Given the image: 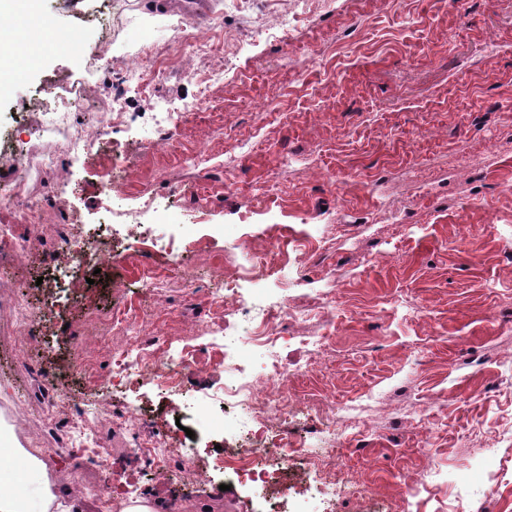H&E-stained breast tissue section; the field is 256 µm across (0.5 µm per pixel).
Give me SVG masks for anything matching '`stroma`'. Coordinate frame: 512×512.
I'll return each mask as SVG.
<instances>
[{
  "mask_svg": "<svg viewBox=\"0 0 512 512\" xmlns=\"http://www.w3.org/2000/svg\"><path fill=\"white\" fill-rule=\"evenodd\" d=\"M45 0L47 17L68 48L46 50L42 66L19 75L0 95V187L19 174L11 147L30 137L19 118L34 95L59 75H81L105 53L94 93L79 106L54 103L58 129L94 127L98 86L125 72L141 47L179 48L190 62L163 75L148 95L127 93L124 127L91 157L59 156L55 168L31 171L45 199L48 226L25 262L0 253V291L29 300L40 320L25 342L0 320V415L14 396L26 414L10 438L56 449L62 489L86 512H103L118 468L135 498L160 512H512V0H335L293 22L286 38L267 29L293 0ZM200 33L236 37L237 68L203 87L200 72L220 57L195 54ZM174 112L181 138L209 152L200 172L174 170L151 180L162 163L151 144L152 114ZM127 154L134 171L102 193L100 176ZM335 175L327 184L322 172ZM156 199L137 227L121 213ZM81 219L102 260L61 268L56 230ZM284 224L294 243L327 246L291 253L286 268L234 281L256 301L288 298L307 309L320 294L336 297L334 322L318 317L281 326L280 351L303 359L301 335H329L310 376L291 373L294 408L274 421L264 461L278 465L294 493L246 488L216 466L215 447L237 449V421L251 409L216 395L234 381L222 366L181 370V386L158 378L136 386L108 381L111 353L93 333L112 303L141 307L144 319L169 314L163 328L172 353L209 319L206 290L224 262L247 267L255 248ZM185 255L190 290L147 294L128 274ZM95 358V372L81 363ZM212 395L210 428L185 471L167 475L132 453L116 417L137 410L163 438ZM103 404L109 418L94 433L111 456L65 448L45 432L49 396ZM295 452L280 458L278 436ZM335 449L334 458L324 449ZM433 486L418 490L422 469ZM373 492L357 487L362 474ZM494 481L498 493L479 500Z\"/></svg>",
  "mask_w": 512,
  "mask_h": 512,
  "instance_id": "stroma-1",
  "label": "stroma"
}]
</instances>
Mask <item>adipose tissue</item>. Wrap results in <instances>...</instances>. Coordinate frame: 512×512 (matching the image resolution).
<instances>
[{"mask_svg": "<svg viewBox=\"0 0 512 512\" xmlns=\"http://www.w3.org/2000/svg\"><path fill=\"white\" fill-rule=\"evenodd\" d=\"M19 17L37 23L38 32L34 42L15 45L12 28L0 27V42H10L11 51L0 53V93L7 92L21 68L37 67L45 49L59 48L65 43L60 31L44 22L42 0H0V18ZM26 472L32 481L29 493L18 492L10 473L0 472V512H76L74 499L62 495L47 476L37 460H29Z\"/></svg>", "mask_w": 512, "mask_h": 512, "instance_id": "obj_1", "label": "adipose tissue"}]
</instances>
